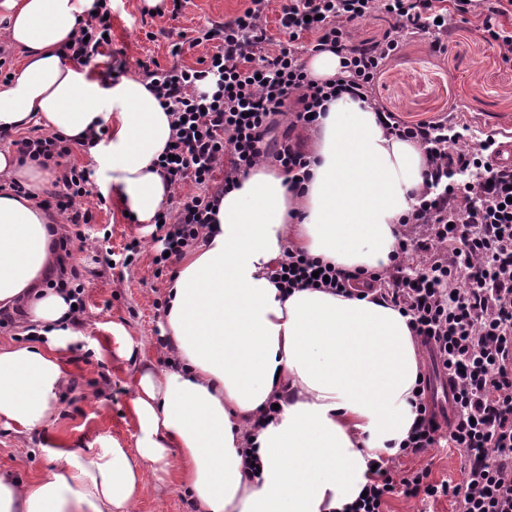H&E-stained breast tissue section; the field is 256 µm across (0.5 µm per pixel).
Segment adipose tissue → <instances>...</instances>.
Listing matches in <instances>:
<instances>
[{
	"mask_svg": "<svg viewBox=\"0 0 512 512\" xmlns=\"http://www.w3.org/2000/svg\"><path fill=\"white\" fill-rule=\"evenodd\" d=\"M94 2L0 0L6 36L22 53L21 74L0 87V127L41 126L81 142L108 124V138L89 149L97 184L149 224L169 198L158 159L170 117L142 78L110 84L92 64L62 59ZM311 153L303 197H292L277 168L255 167L225 193L211 233L179 259L162 326L177 363L135 365L134 449L105 438L76 452L59 441L45 476L0 472V512H135L146 477L172 474L196 512H342L369 460L399 452L420 375L406 317L378 299L286 293L270 270L297 248L351 272L384 273L425 158L348 99L331 102ZM0 176L30 192L0 188V307L22 300L36 335L0 346V423L27 439L55 422L70 371L64 351L83 334L66 294L41 285L54 262L55 220L37 201L48 173L0 149ZM284 391L282 412L254 429ZM249 445L259 458L250 474Z\"/></svg>",
	"mask_w": 512,
	"mask_h": 512,
	"instance_id": "ef3b65f1",
	"label": "adipose tissue"
}]
</instances>
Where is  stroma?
<instances>
[{
  "label": "stroma",
  "mask_w": 512,
  "mask_h": 512,
  "mask_svg": "<svg viewBox=\"0 0 512 512\" xmlns=\"http://www.w3.org/2000/svg\"><path fill=\"white\" fill-rule=\"evenodd\" d=\"M246 5L247 0H189L174 21L167 15L143 17L139 0H112V44L96 70L111 78L110 67L117 59L125 61L131 75L138 74L142 61L167 68L172 63L171 33L192 35L201 26L241 13ZM375 94L388 109L410 121L430 118L457 102L471 113L479 130L491 133L512 125V61L503 62L482 32L464 24L449 36L447 51L438 58L431 54L428 38L404 42L376 84ZM78 205L91 212L88 232L104 237L106 248L121 252L135 238L140 254L133 265L103 274L92 262L91 251L75 252L74 261L83 273L85 339L65 351L71 373L57 418L27 448L17 434L0 425V471L14 472L25 480L37 479L54 467L51 450L61 440L84 449L104 436L133 447L136 430L127 416L130 362L145 358L159 367L164 360L158 344L163 314L156 305L165 299L173 268L156 269L157 246L151 231L125 217L115 194L96 190L79 199ZM112 326L122 327L134 341L132 359L116 354L101 358L89 348L88 339H102ZM463 463L457 450L438 447L401 459L393 476L398 479L408 469L427 467L433 480L456 482L462 477ZM138 512H193V508L176 477L162 481L151 477L142 488Z\"/></svg>",
  "instance_id": "35a3bbf8"
}]
</instances>
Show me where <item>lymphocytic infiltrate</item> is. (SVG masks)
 Listing matches in <instances>:
<instances>
[{"instance_id":"obj_1","label":"lymphocytic infiltrate","mask_w":512,"mask_h":512,"mask_svg":"<svg viewBox=\"0 0 512 512\" xmlns=\"http://www.w3.org/2000/svg\"><path fill=\"white\" fill-rule=\"evenodd\" d=\"M272 0H249L244 11L197 29L190 42H171L173 59L163 70L138 67L171 117L172 134L158 167L173 189L159 214L153 262L167 265L202 240L224 192L260 163L278 167L291 189L308 181L310 156L304 141L316 132L331 101H363L386 132L422 148L424 185L401 221L388 276L349 273L305 251L289 252L272 272L286 291L323 288L347 293L364 286L408 316L413 337L424 345L450 384L452 417L440 427L422 377L417 416L402 455H420L448 443L464 457L460 482L432 480L429 470H407L394 480L395 458L379 457L365 485L366 496L347 512H385L390 496L422 501L452 499L457 512H512V163L497 160L496 134L478 132L466 112H447L410 122L389 111L375 85L397 56L403 39L428 37L440 56L460 25L487 34L503 60L512 59V0H285L276 29L268 27ZM394 25L376 40H356L353 26L374 13ZM107 0H96L67 48L74 61L102 55L112 32ZM210 45L199 66L181 63L185 46ZM340 58L336 76L320 81L305 59L320 51ZM14 145L21 159L62 165L59 190L44 205L56 210L73 233L54 238L70 255L86 242L92 220L77 207L88 196L89 170L69 164L66 138L46 133ZM193 185L183 193L184 185ZM418 271H410L411 262Z\"/></svg>"}]
</instances>
